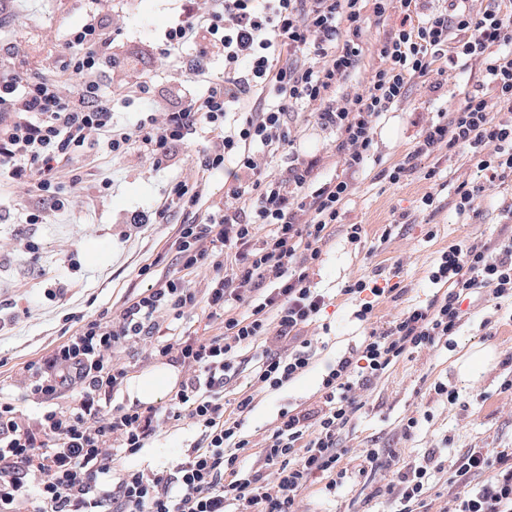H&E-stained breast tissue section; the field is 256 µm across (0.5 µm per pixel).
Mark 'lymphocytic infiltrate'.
<instances>
[{"label": "lymphocytic infiltrate", "mask_w": 512, "mask_h": 512, "mask_svg": "<svg viewBox=\"0 0 512 512\" xmlns=\"http://www.w3.org/2000/svg\"><path fill=\"white\" fill-rule=\"evenodd\" d=\"M362 9L363 0H183L158 56L168 63L198 44L183 68L190 86L207 89L184 92L178 110L160 114L148 77L139 76L125 90L142 106L133 124H114L112 99L101 92L120 54L95 14L68 31L53 69L0 67V175L39 200L26 216L30 224L42 222V204L70 210L81 184L74 164L88 149L106 145L114 160L134 150L158 166L168 162L172 144L203 127L210 134L194 177L176 181L163 203L130 218L161 224L172 211L206 206V217L179 225L169 244L176 270L153 277L118 314L71 316L70 334L51 354L25 364L26 396L41 409L34 421L0 397V512H299L301 493L316 479H324L327 495L342 484L340 435L363 407L361 390L401 359L456 335L470 296L512 299V236L441 250L428 279L443 293L381 327L372 321V300L385 288L374 279L350 280L343 292L358 299L354 317L366 334L323 376L316 407L283 410L258 447L245 430L253 395L226 406L224 387L239 372L242 350L253 352L250 376L260 392L280 390L311 368L312 342L303 332L329 304L314 282L322 247L342 221L355 190L350 176L370 156L377 125L413 78L433 72L444 79L478 58L497 97L472 94L437 113L386 170L391 182L418 172L434 184L438 161L465 158L484 183L459 187L454 209L474 219L483 186L512 176V13L456 0L423 17L420 0H374V22L389 32L372 44ZM369 51L380 66L356 91L337 95ZM217 58L224 74L215 78ZM441 58L447 67H436ZM248 99L255 107L237 113ZM304 109L335 132L343 175L324 176L319 157L292 151L288 119ZM283 155L284 179L268 170ZM421 157L434 166L418 171ZM221 171L228 177L218 200L212 177ZM199 309L216 329L211 337L179 328ZM135 347L187 370L167 400L112 404L128 376L121 355ZM70 388L75 397L63 400ZM186 419L200 436L172 471L113 467L115 456L137 457L161 426ZM254 447L272 481L246 467ZM430 479L426 465L398 472L385 488L396 512H422ZM448 485L452 512H512V448L468 449L452 464Z\"/></svg>", "instance_id": "obj_1"}]
</instances>
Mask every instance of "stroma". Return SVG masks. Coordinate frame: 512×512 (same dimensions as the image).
Instances as JSON below:
<instances>
[{"mask_svg": "<svg viewBox=\"0 0 512 512\" xmlns=\"http://www.w3.org/2000/svg\"><path fill=\"white\" fill-rule=\"evenodd\" d=\"M102 16L112 25L116 44L126 58L102 91L114 99V119L136 120L138 101L121 96L123 84L145 75L158 111L173 108L185 78L179 64L160 65L159 34L180 11L179 0H100ZM86 17L83 0H0V58L18 65H46L62 50L70 27ZM494 99L496 91L483 76L481 61L471 60L454 72L447 86L432 90L428 79L414 80L404 100L377 127L375 146L363 169L354 174L355 192L346 207L343 224L324 249L315 277L319 287L332 289L324 328L309 327L314 363L311 369L283 389L259 393L246 421L254 441H262L281 410L314 404L329 365L361 342V327L353 318L354 303L341 290L356 277L377 276L389 293L374 309V320L385 324L408 306L429 301L435 287L427 277L439 252L467 239L495 242L512 235V223L503 213L512 205V186L490 188L479 198L482 215L470 224L456 215L452 201L461 182H475L467 167L441 164L443 188L434 208L423 211L418 200L427 184L411 175L390 183L381 175L403 159L426 119L448 109L468 95ZM294 134L296 146L317 154L325 176L341 174L334 154V136L310 112H300ZM208 138L198 129L187 144L174 147L168 167H153L139 153L130 152L111 163L100 148L87 150L78 162L83 182L75 207L66 216H48L45 223H26L27 203L22 190L0 178V380L25 362L45 357L59 342L66 315L94 316L116 311L122 299L146 286L143 268L174 270L168 240L182 212L167 223L141 228L130 224L135 210L160 201L172 182L190 171L182 157L196 154ZM115 176V190L101 191L100 182ZM361 227L359 243H350L346 227ZM394 225L382 239L386 225ZM39 246L31 256L28 242ZM61 288L49 296L47 281ZM480 352L482 370L467 375V356ZM457 389L456 403L435 394V383ZM364 406L341 435L347 448L342 465L347 477L334 495L310 487L300 498V512H390L392 504L380 489L394 480L390 462L412 467L435 457L426 497L427 512H450L448 468L470 448H512V301L493 305L476 296L453 344L413 353L363 392ZM417 417L414 437H405L403 425ZM197 430L183 422L163 427L133 459L122 466L151 465L172 468L197 439ZM376 449L379 458L367 468L363 449Z\"/></svg>", "mask_w": 512, "mask_h": 512, "instance_id": "1", "label": "stroma"}]
</instances>
